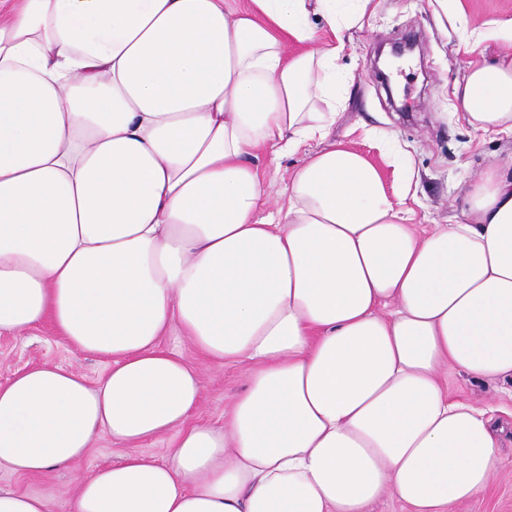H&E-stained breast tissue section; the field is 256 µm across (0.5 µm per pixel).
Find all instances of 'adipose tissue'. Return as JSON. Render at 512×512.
Returning a JSON list of instances; mask_svg holds the SVG:
<instances>
[{
    "mask_svg": "<svg viewBox=\"0 0 512 512\" xmlns=\"http://www.w3.org/2000/svg\"><path fill=\"white\" fill-rule=\"evenodd\" d=\"M373 10L0 0V333L48 322L110 362L94 385L46 365L0 386V467L125 447L73 512H368L387 494L449 512L487 488L492 420L440 371L512 376V155L467 184L458 223L422 232L376 167L327 143L344 34ZM455 94L475 131L512 137V57ZM310 140L257 218L254 158ZM186 344L249 365L223 424L191 421ZM167 434L166 461L138 451Z\"/></svg>",
    "mask_w": 512,
    "mask_h": 512,
    "instance_id": "1",
    "label": "adipose tissue"
}]
</instances>
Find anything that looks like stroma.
Here are the masks:
<instances>
[{
  "label": "stroma",
  "mask_w": 512,
  "mask_h": 512,
  "mask_svg": "<svg viewBox=\"0 0 512 512\" xmlns=\"http://www.w3.org/2000/svg\"><path fill=\"white\" fill-rule=\"evenodd\" d=\"M512 19V0H380L362 27L346 32V49L336 65L343 78L341 102L330 141L360 152L376 166L391 191L406 190V208L421 226L454 224L466 184L486 166L512 154V138L475 132L456 108L454 87L469 69L512 54V44L494 33L496 22ZM474 31L464 43L460 28ZM415 36L420 46L412 64L389 79L373 68L378 53H389L393 43ZM396 147L408 162L399 170L388 153ZM315 141L287 156L262 151L255 162L268 195H275L282 176L290 174ZM185 357L203 379V391L194 421L220 423L224 411L245 389L247 364L209 360L192 348ZM42 365H58L97 382L106 362L65 344L51 325L21 334H0V385L20 372ZM443 388L455 399L491 410L499 428L501 465L490 485L473 499L449 512H512V400L504 382L470 379L456 369L443 370ZM123 449L108 437L97 438L84 459L45 475L24 476L0 468V489L44 497L51 512H71L69 500L77 480L93 469L119 463Z\"/></svg>",
  "instance_id": "1"
}]
</instances>
